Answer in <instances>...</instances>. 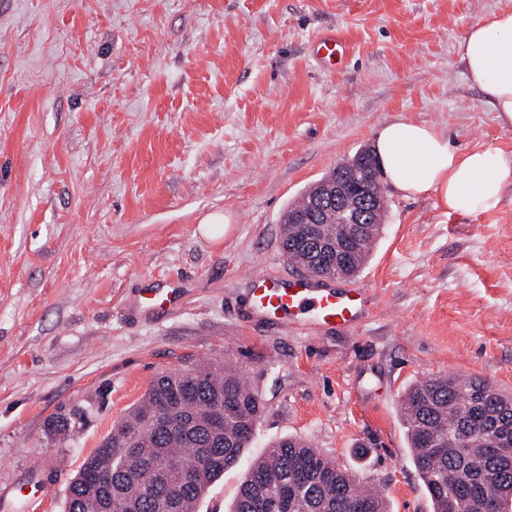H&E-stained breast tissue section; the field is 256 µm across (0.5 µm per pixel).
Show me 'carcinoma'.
<instances>
[{
	"label": "carcinoma",
	"instance_id": "obj_1",
	"mask_svg": "<svg viewBox=\"0 0 512 512\" xmlns=\"http://www.w3.org/2000/svg\"><path fill=\"white\" fill-rule=\"evenodd\" d=\"M311 193L288 207L280 246L292 264L320 270L314 240L342 247L343 270L355 275L368 259L375 225L296 224ZM264 407L234 368L189 363L155 377L142 400L83 461L68 487L65 512H86L92 498L123 502L128 512H195L207 488L239 466ZM402 417L418 476L433 512H471L466 499L512 507V395L479 377L439 375L413 384ZM180 460L187 471L172 466ZM387 512L379 492H364L355 477L318 449L281 438L269 460L244 473L231 512Z\"/></svg>",
	"mask_w": 512,
	"mask_h": 512
}]
</instances>
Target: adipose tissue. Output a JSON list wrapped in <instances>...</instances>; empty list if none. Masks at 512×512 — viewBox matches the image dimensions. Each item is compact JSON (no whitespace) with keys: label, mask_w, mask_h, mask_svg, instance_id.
<instances>
[{"label":"adipose tissue","mask_w":512,"mask_h":512,"mask_svg":"<svg viewBox=\"0 0 512 512\" xmlns=\"http://www.w3.org/2000/svg\"><path fill=\"white\" fill-rule=\"evenodd\" d=\"M458 55L466 81L482 92L498 124L512 128V11L468 28ZM375 152L401 197L435 196L448 214L487 211L512 183V161L500 149H462L435 126L406 118L380 128Z\"/></svg>","instance_id":"obj_1"}]
</instances>
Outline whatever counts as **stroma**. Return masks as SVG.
Wrapping results in <instances>:
<instances>
[{"label":"stroma","mask_w":512,"mask_h":512,"mask_svg":"<svg viewBox=\"0 0 512 512\" xmlns=\"http://www.w3.org/2000/svg\"><path fill=\"white\" fill-rule=\"evenodd\" d=\"M501 11L512 0H0V512H64L84 458L187 359L257 383L246 459L295 437L389 512H432L402 399L438 374L512 394V185L451 215L385 188L363 270L337 281L369 289L351 328L253 315L248 277L299 275L285 210L386 122L512 159L457 52ZM325 33L349 47L340 69L310 52ZM214 214L232 218L216 243L198 232Z\"/></svg>","instance_id":"35a3bbf8"}]
</instances>
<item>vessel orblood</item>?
<instances>
[{"mask_svg":"<svg viewBox=\"0 0 512 512\" xmlns=\"http://www.w3.org/2000/svg\"><path fill=\"white\" fill-rule=\"evenodd\" d=\"M313 47L317 56L332 64L343 63L348 55L346 42L333 35L317 38ZM250 282L251 310L269 318L309 312L328 328L344 329L365 313L367 291L363 288L331 287L314 277L270 280L259 273L252 274Z\"/></svg>","mask_w":512,"mask_h":512,"instance_id":"b4317fda","label":"vessel or blood"}]
</instances>
